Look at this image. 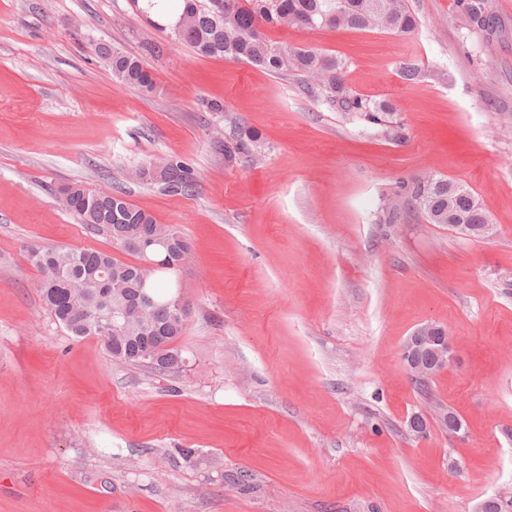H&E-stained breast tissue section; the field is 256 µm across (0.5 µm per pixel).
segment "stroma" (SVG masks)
I'll return each mask as SVG.
<instances>
[{"instance_id": "1", "label": "stroma", "mask_w": 512, "mask_h": 512, "mask_svg": "<svg viewBox=\"0 0 512 512\" xmlns=\"http://www.w3.org/2000/svg\"><path fill=\"white\" fill-rule=\"evenodd\" d=\"M488 3V32L455 0H408L407 36L268 29L347 58L399 143L295 76L198 56L132 0H0V512H473L512 485V0ZM100 43L154 90L113 80ZM251 135L226 163L223 140ZM171 157L191 193L127 177ZM425 176L471 191L493 233L385 223ZM66 183L121 187L182 233L180 372L117 361L44 304L32 248L111 247L58 201ZM427 323L454 360L423 394L402 349ZM440 406L459 438L408 435Z\"/></svg>"}]
</instances>
